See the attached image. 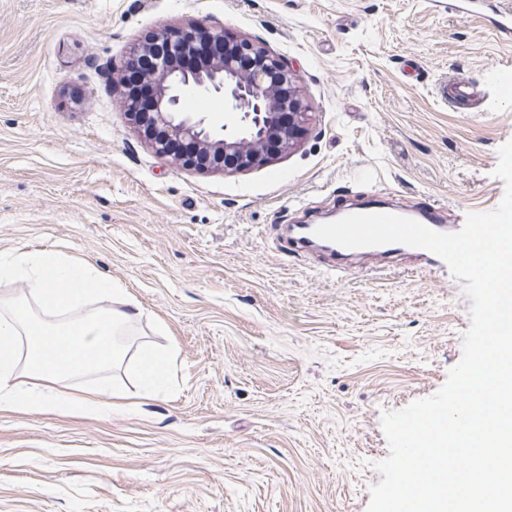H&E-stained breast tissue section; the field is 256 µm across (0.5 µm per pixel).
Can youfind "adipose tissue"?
Here are the masks:
<instances>
[{
  "mask_svg": "<svg viewBox=\"0 0 512 512\" xmlns=\"http://www.w3.org/2000/svg\"><path fill=\"white\" fill-rule=\"evenodd\" d=\"M0 279L24 282L29 297H0V408L47 405L109 412L114 389L76 399L60 391L26 387L25 379H61L125 365L127 338L141 316L137 302L112 287L88 264L56 251L0 254ZM110 300L102 311L85 310L89 299ZM174 361L170 350L144 344L135 374L145 394L167 381Z\"/></svg>",
  "mask_w": 512,
  "mask_h": 512,
  "instance_id": "adipose-tissue-1",
  "label": "adipose tissue"
}]
</instances>
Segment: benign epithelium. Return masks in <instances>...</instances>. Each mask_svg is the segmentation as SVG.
Here are the masks:
<instances>
[{
    "label": "benign epithelium",
    "instance_id": "benign-epithelium-1",
    "mask_svg": "<svg viewBox=\"0 0 512 512\" xmlns=\"http://www.w3.org/2000/svg\"><path fill=\"white\" fill-rule=\"evenodd\" d=\"M201 39L224 46L205 69H159L148 75L156 89L150 120L135 111L133 94L125 78L112 83L116 102L129 121L159 156L183 166L219 170L226 174L266 163L272 153L266 143L275 139L287 152L308 130L312 112L295 86V74L281 58L248 40L229 43L224 29L198 22L172 31L161 25L139 44L126 64L162 51L189 52ZM221 93L224 105L239 117L235 131L216 135L192 105L205 93Z\"/></svg>",
    "mask_w": 512,
    "mask_h": 512
}]
</instances>
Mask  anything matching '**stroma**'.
<instances>
[{
    "mask_svg": "<svg viewBox=\"0 0 512 512\" xmlns=\"http://www.w3.org/2000/svg\"><path fill=\"white\" fill-rule=\"evenodd\" d=\"M203 20L279 55L316 115L296 147L233 174L156 155L112 76L159 25ZM474 83L480 107L439 95ZM512 41L446 0H0V253L54 250L139 303L175 350L167 390L123 408L0 409V512H367L383 413L435 394L470 299L409 259L323 275L280 238L359 202L444 224L498 207Z\"/></svg>",
    "mask_w": 512,
    "mask_h": 512,
    "instance_id": "35a3bbf8",
    "label": "stroma"
}]
</instances>
